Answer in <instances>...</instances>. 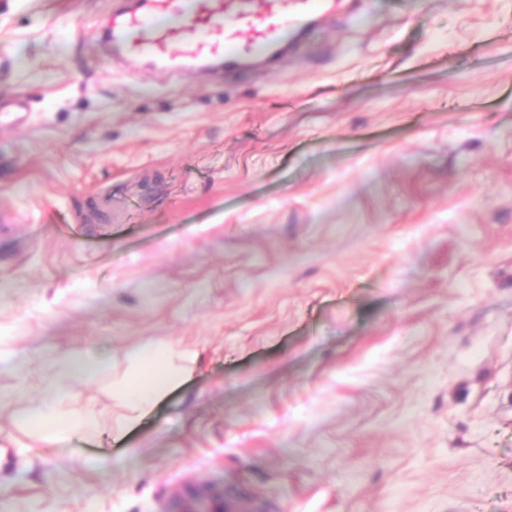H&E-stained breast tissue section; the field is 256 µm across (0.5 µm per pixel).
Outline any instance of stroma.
Returning <instances> with one entry per match:
<instances>
[{
  "instance_id": "35a3bbf8",
  "label": "stroma",
  "mask_w": 512,
  "mask_h": 512,
  "mask_svg": "<svg viewBox=\"0 0 512 512\" xmlns=\"http://www.w3.org/2000/svg\"><path fill=\"white\" fill-rule=\"evenodd\" d=\"M335 2L220 75L0 0V512H512V0ZM73 349L101 429L47 440ZM130 360L136 374L121 385L119 394L133 405L135 411H142L153 404L182 378L169 368L159 350H135L130 353ZM146 366L150 367L151 373L142 377L140 372ZM59 381L49 394L45 405L18 415V422L25 428L43 431L48 437L65 433L92 434L98 430L96 417L86 410L62 412L57 407L69 393V384L89 372L109 369V363L101 358L93 363L86 361L77 351L62 354L56 361Z\"/></svg>"
}]
</instances>
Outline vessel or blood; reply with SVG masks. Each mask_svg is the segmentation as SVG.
Listing matches in <instances>:
<instances>
[{"instance_id": "vessel-or-blood-1", "label": "vessel or blood", "mask_w": 512, "mask_h": 512, "mask_svg": "<svg viewBox=\"0 0 512 512\" xmlns=\"http://www.w3.org/2000/svg\"><path fill=\"white\" fill-rule=\"evenodd\" d=\"M330 0H130L105 28L116 57L165 69H234L254 53L286 49L289 28L304 29Z\"/></svg>"}]
</instances>
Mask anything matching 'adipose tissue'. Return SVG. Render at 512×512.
<instances>
[{
    "mask_svg": "<svg viewBox=\"0 0 512 512\" xmlns=\"http://www.w3.org/2000/svg\"><path fill=\"white\" fill-rule=\"evenodd\" d=\"M130 360L135 374L121 385L119 393L135 410H144L181 380L180 375L169 368L161 351L149 348L136 350L131 352ZM56 367L59 380L49 394L48 403L19 414L18 422L24 427L41 430L50 437L65 433H95L98 424L94 414L86 410L63 412L57 404L67 397L71 381L90 372L108 370V361L102 358L91 363L79 352L70 351L57 359Z\"/></svg>",
    "mask_w": 512,
    "mask_h": 512,
    "instance_id": "ef3b65f1",
    "label": "adipose tissue"
}]
</instances>
